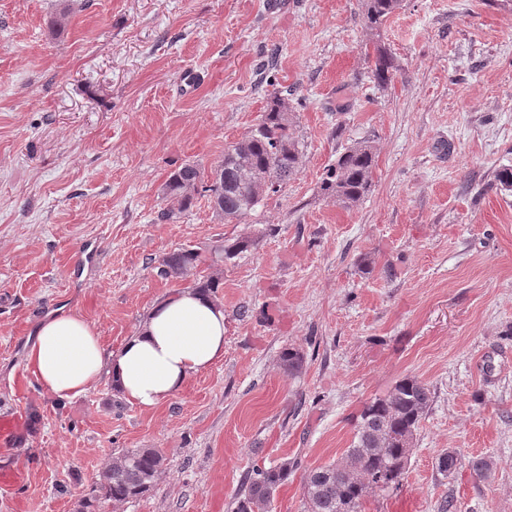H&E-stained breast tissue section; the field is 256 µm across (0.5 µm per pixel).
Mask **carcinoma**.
I'll list each match as a JSON object with an SVG mask.
<instances>
[{
	"label": "carcinoma",
	"mask_w": 512,
	"mask_h": 512,
	"mask_svg": "<svg viewBox=\"0 0 512 512\" xmlns=\"http://www.w3.org/2000/svg\"><path fill=\"white\" fill-rule=\"evenodd\" d=\"M402 0H363L367 26L378 30L400 8ZM391 55L375 46L373 77L378 85L393 75ZM300 141L288 117L285 99L273 96L259 124L245 139L224 150V160L206 171L187 162L174 171L163 188L167 208L162 218L171 220L187 211L195 195L208 194L216 214L227 222L247 217L263 200L262 188L269 182L283 186L297 172ZM374 153L366 142L347 148L327 169L322 191L342 207H350L371 190ZM200 253L177 249L157 260L154 269L163 279L189 280L195 288L217 293L219 278H197ZM284 367L297 373L303 367L300 352H282ZM432 403L429 386L416 377L398 381L383 397L365 404L355 422L353 446L345 462L311 469L305 477V512H362L363 503L374 494L399 486L404 476L415 432ZM164 457L158 448H137L123 453L100 475L85 499L86 512H97L101 500L123 503L153 487L162 472ZM461 464L453 451L441 454L436 466L450 474ZM295 463L284 460L258 469L239 491L236 512H267L276 490L288 481Z\"/></svg>",
	"instance_id": "carcinoma-1"
}]
</instances>
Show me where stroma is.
<instances>
[{
  "mask_svg": "<svg viewBox=\"0 0 512 512\" xmlns=\"http://www.w3.org/2000/svg\"><path fill=\"white\" fill-rule=\"evenodd\" d=\"M266 3L83 0L56 31L59 0H0V411L32 421L0 447L21 474L0 512H80L137 448L163 452L154 488L100 512H235L246 474L286 459L269 512H304L307 470L344 461L362 407L407 376L433 402L399 487L363 512H512V188L495 180L512 168V0H403L377 32L361 0ZM373 43L394 60L384 86ZM277 91L293 179L239 223L201 194L161 220L171 172L222 161ZM362 141L373 185L343 208L321 182ZM179 248L222 276L223 362L154 409L105 379L44 393L26 363L44 316L77 311L116 350L183 289L153 264Z\"/></svg>",
  "mask_w": 512,
  "mask_h": 512,
  "instance_id": "35a3bbf8",
  "label": "stroma"
}]
</instances>
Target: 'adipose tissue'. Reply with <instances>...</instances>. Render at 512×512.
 Listing matches in <instances>:
<instances>
[{
    "instance_id": "1",
    "label": "adipose tissue",
    "mask_w": 512,
    "mask_h": 512,
    "mask_svg": "<svg viewBox=\"0 0 512 512\" xmlns=\"http://www.w3.org/2000/svg\"><path fill=\"white\" fill-rule=\"evenodd\" d=\"M224 323V306L210 292L184 288L157 304L112 352L81 314L60 309L38 326L26 361L56 399L84 395L106 377L126 402L152 409L223 362Z\"/></svg>"
}]
</instances>
